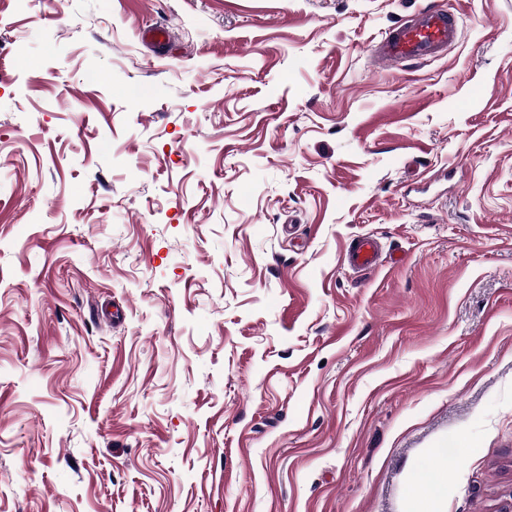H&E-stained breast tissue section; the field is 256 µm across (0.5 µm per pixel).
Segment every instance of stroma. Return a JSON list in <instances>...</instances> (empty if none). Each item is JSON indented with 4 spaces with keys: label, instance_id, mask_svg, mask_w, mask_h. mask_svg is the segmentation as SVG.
Segmentation results:
<instances>
[{
    "label": "stroma",
    "instance_id": "35a3bbf8",
    "mask_svg": "<svg viewBox=\"0 0 512 512\" xmlns=\"http://www.w3.org/2000/svg\"><path fill=\"white\" fill-rule=\"evenodd\" d=\"M431 7L459 42L378 65ZM434 467L512 512V0H0V512H408ZM380 251L381 246L376 238L371 235L359 236L348 250V264L358 271L369 269L377 264Z\"/></svg>",
    "mask_w": 512,
    "mask_h": 512
}]
</instances>
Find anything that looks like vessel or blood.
Masks as SVG:
<instances>
[{
  "instance_id": "1",
  "label": "vessel or blood",
  "mask_w": 512,
  "mask_h": 512,
  "mask_svg": "<svg viewBox=\"0 0 512 512\" xmlns=\"http://www.w3.org/2000/svg\"><path fill=\"white\" fill-rule=\"evenodd\" d=\"M459 39L457 19L442 10H425L392 28L376 45L374 57L384 66L407 60L432 59L447 53ZM381 246L376 238L354 239L347 254L351 268L363 271L376 265Z\"/></svg>"
}]
</instances>
